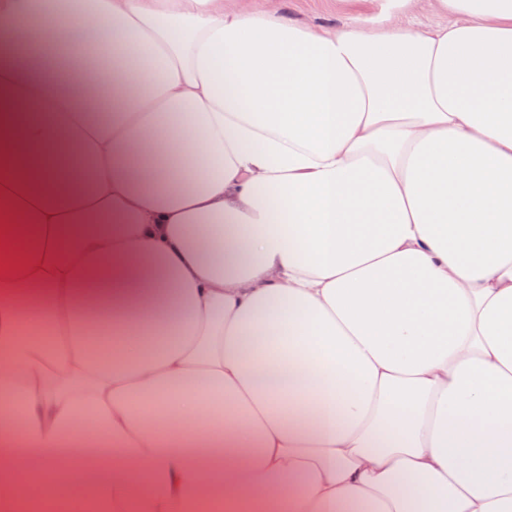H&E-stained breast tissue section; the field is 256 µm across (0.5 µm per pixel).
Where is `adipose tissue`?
Returning a JSON list of instances; mask_svg holds the SVG:
<instances>
[{
    "mask_svg": "<svg viewBox=\"0 0 512 512\" xmlns=\"http://www.w3.org/2000/svg\"><path fill=\"white\" fill-rule=\"evenodd\" d=\"M410 2L0 0V512H512V0ZM288 17L298 23L341 26L354 16H368L379 8L378 0H281ZM408 20L416 26L430 27L446 25L448 18L433 11L428 0H417Z\"/></svg>",
    "mask_w": 512,
    "mask_h": 512,
    "instance_id": "obj_1",
    "label": "adipose tissue"
}]
</instances>
